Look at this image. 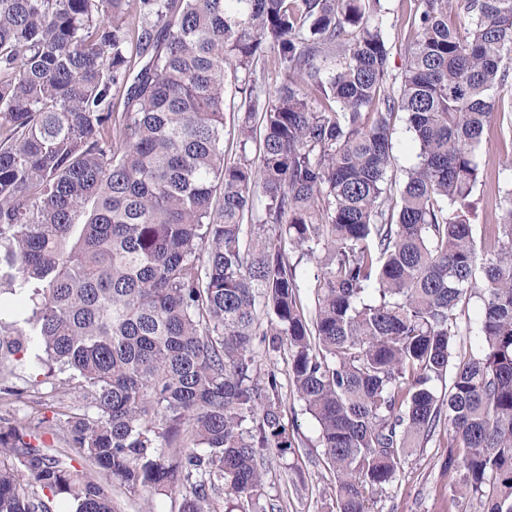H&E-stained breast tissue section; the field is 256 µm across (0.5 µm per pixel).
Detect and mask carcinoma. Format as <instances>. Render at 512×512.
Wrapping results in <instances>:
<instances>
[{"mask_svg": "<svg viewBox=\"0 0 512 512\" xmlns=\"http://www.w3.org/2000/svg\"><path fill=\"white\" fill-rule=\"evenodd\" d=\"M384 25L380 0H0V295L31 303L0 321V395L26 397L8 382L35 348L87 408L53 415L80 468L40 442L50 419H0V512H116V485L250 512L288 447L256 344L288 349L336 512H372L443 421L460 493L512 512V189L482 247L470 204L512 0H421L397 87ZM230 89L257 163L224 156ZM399 112L418 153L396 199Z\"/></svg>", "mask_w": 512, "mask_h": 512, "instance_id": "obj_1", "label": "carcinoma"}]
</instances>
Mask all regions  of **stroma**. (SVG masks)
I'll return each mask as SVG.
<instances>
[{
    "label": "stroma",
    "instance_id": "obj_1",
    "mask_svg": "<svg viewBox=\"0 0 512 512\" xmlns=\"http://www.w3.org/2000/svg\"><path fill=\"white\" fill-rule=\"evenodd\" d=\"M391 78H400L405 54L414 40L411 21L420 0H381ZM501 117L485 131L478 149L482 175L472 199L476 226L494 223L499 193L512 187V170L504 157L512 152V75L500 87ZM282 422L290 446L267 453L263 460L262 512H334L336 475L317 444L318 425L299 400L291 382L280 394ZM448 425L440 423L432 437L402 459L395 479L376 498L374 512H476L475 500L458 495V473L448 471Z\"/></svg>",
    "mask_w": 512,
    "mask_h": 512
}]
</instances>
